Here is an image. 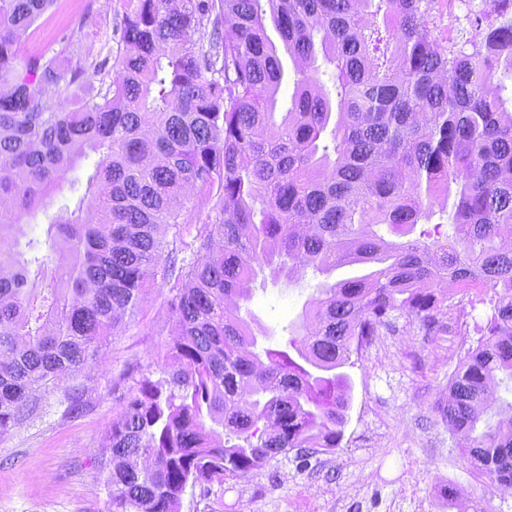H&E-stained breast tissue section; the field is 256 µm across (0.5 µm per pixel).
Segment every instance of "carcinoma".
I'll list each match as a JSON object with an SVG mask.
<instances>
[{
    "label": "carcinoma",
    "mask_w": 512,
    "mask_h": 512,
    "mask_svg": "<svg viewBox=\"0 0 512 512\" xmlns=\"http://www.w3.org/2000/svg\"><path fill=\"white\" fill-rule=\"evenodd\" d=\"M175 2L127 0L112 81L61 112L88 68L23 48L52 0H0V435L99 357L160 276L168 378L125 397L100 468L110 512H179L190 483L339 447L351 352L398 317L445 333L454 295L473 294L489 312L437 413L476 471L512 485V403L487 399L512 383V112L490 92L512 75V0H490L463 43L435 35L438 0ZM270 24L299 74L279 121ZM91 152L84 193L20 245L17 225L77 191L67 175ZM442 199L452 233L417 230ZM350 263L372 268L317 284L286 349L259 347L242 313L259 272ZM63 397L83 410L79 387Z\"/></svg>",
    "instance_id": "obj_1"
}]
</instances>
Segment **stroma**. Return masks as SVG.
Returning <instances> with one entry per match:
<instances>
[{"label":"stroma","mask_w":512,"mask_h":512,"mask_svg":"<svg viewBox=\"0 0 512 512\" xmlns=\"http://www.w3.org/2000/svg\"><path fill=\"white\" fill-rule=\"evenodd\" d=\"M439 30L465 40L469 17L489 11V0H441ZM124 0H55L29 29L31 48L97 67L89 94L107 87L111 59L121 44ZM320 274L305 269L291 280L256 279L244 307L255 317L264 347L288 339ZM170 286L152 281L127 326L87 369L83 411L71 415L61 394L0 437V512H109L112 490L100 474V449L142 380H164L157 364L170 339ZM486 307L449 310L447 334L427 336L417 321H397L375 343L352 355L345 371L351 400L339 448L308 463L278 457L266 469L218 484L187 486L180 512H468L481 500L492 512H512V496L490 495L491 479L474 473L453 448L435 410L448 378L474 343ZM459 496L447 501L445 487Z\"/></svg>","instance_id":"1"}]
</instances>
